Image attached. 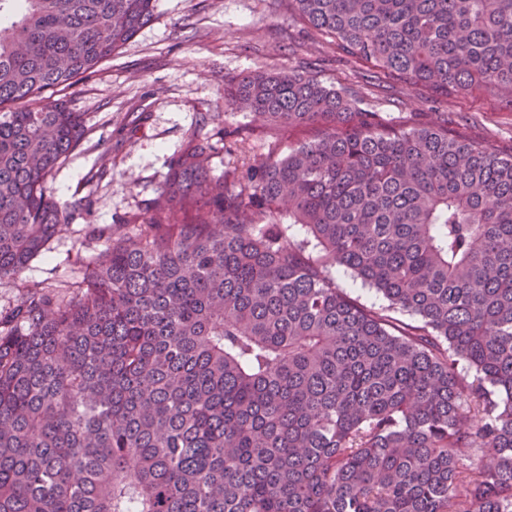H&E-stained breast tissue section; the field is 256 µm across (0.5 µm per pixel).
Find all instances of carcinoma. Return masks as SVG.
Returning a JSON list of instances; mask_svg holds the SVG:
<instances>
[{"instance_id":"cac0c4a2","label":"carcinoma","mask_w":512,"mask_h":512,"mask_svg":"<svg viewBox=\"0 0 512 512\" xmlns=\"http://www.w3.org/2000/svg\"><path fill=\"white\" fill-rule=\"evenodd\" d=\"M290 11L357 70L512 112V0ZM154 15L0 0V282L90 214L45 187L84 113L41 95ZM224 107L318 131L219 177L192 135L75 295L0 312V512H512V155L291 71L229 81ZM336 285L343 289L350 297L366 306L381 307L387 304L386 300L376 293L374 289L364 286L360 280L354 279L342 271L336 272Z\"/></svg>"}]
</instances>
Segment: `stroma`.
<instances>
[{"mask_svg":"<svg viewBox=\"0 0 512 512\" xmlns=\"http://www.w3.org/2000/svg\"><path fill=\"white\" fill-rule=\"evenodd\" d=\"M155 15L120 55L69 87L46 90V98L84 113L87 126L82 145L48 179L47 192L65 209L92 200L94 221L66 222L47 253L16 281L0 284V311L17 304L23 285L60 292L81 281L95 250L109 244L104 225L138 211L194 132L213 138V174L237 161L228 146L237 131L261 121L225 109L224 85L246 73L313 74L386 120L444 121L467 139L512 154V112L497 94L481 89L434 104L422 87L390 83L374 68L354 72L333 42L289 18L284 0H156Z\"/></svg>","mask_w":512,"mask_h":512,"instance_id":"1","label":"stroma"}]
</instances>
